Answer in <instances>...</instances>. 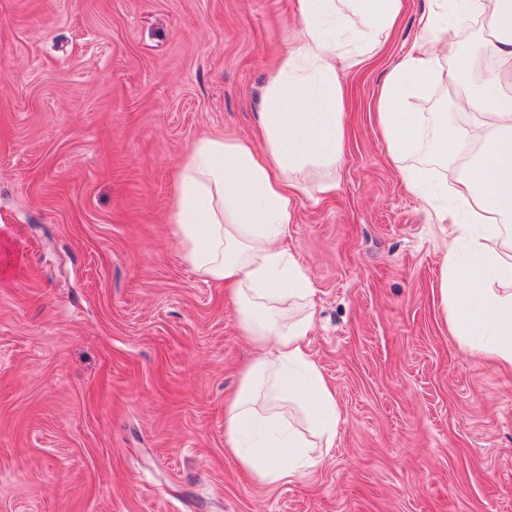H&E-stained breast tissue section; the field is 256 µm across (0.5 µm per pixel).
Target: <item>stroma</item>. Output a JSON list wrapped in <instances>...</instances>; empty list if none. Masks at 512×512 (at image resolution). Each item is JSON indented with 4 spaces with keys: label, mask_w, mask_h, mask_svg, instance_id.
I'll return each mask as SVG.
<instances>
[{
    "label": "stroma",
    "mask_w": 512,
    "mask_h": 512,
    "mask_svg": "<svg viewBox=\"0 0 512 512\" xmlns=\"http://www.w3.org/2000/svg\"><path fill=\"white\" fill-rule=\"evenodd\" d=\"M403 3L373 54L338 38L341 159L303 171L285 241L335 445L265 488L224 446L237 306L170 224L188 146L257 137L295 0H0V245L23 257L0 281V512H512V372L451 335L448 232L378 135L430 6Z\"/></svg>",
    "instance_id": "obj_1"
}]
</instances>
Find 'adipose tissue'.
I'll list each match as a JSON object with an SVG mask.
<instances>
[{"label":"adipose tissue","mask_w":512,"mask_h":512,"mask_svg":"<svg viewBox=\"0 0 512 512\" xmlns=\"http://www.w3.org/2000/svg\"><path fill=\"white\" fill-rule=\"evenodd\" d=\"M302 44L272 75L259 140L202 136L175 180L171 234L204 280L224 283L237 305L240 335L255 354L224 406V446L263 487L304 477L333 447L340 422L334 389L311 357L316 289L282 241L296 217L293 174L335 167L341 156L343 89L336 82L337 26L352 29L356 55L373 53L395 26L402 0H297ZM484 31L492 61L481 90L467 92L472 57L456 31ZM420 45L386 75L378 98L382 144L409 191L420 196L452 241L440 290L452 336L512 369V0H431ZM438 84L459 89L451 112L423 123L409 97ZM429 146L438 169L409 164Z\"/></svg>","instance_id":"1"}]
</instances>
